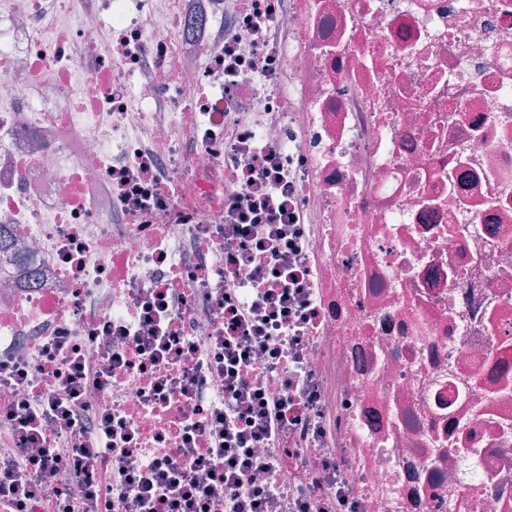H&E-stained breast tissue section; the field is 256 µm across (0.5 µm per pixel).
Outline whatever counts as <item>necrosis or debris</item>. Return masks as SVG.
Instances as JSON below:
<instances>
[{"label":"necrosis or debris","mask_w":512,"mask_h":512,"mask_svg":"<svg viewBox=\"0 0 512 512\" xmlns=\"http://www.w3.org/2000/svg\"><path fill=\"white\" fill-rule=\"evenodd\" d=\"M271 0H0V362L93 338L190 237L223 242L227 173L189 113L281 149L318 301L295 412L304 497L346 512H512V0H288L279 70L224 86L226 18ZM160 156L171 200L116 221L114 177ZM7 224H0V258L5 264L21 266L26 270L25 287L38 285V261L35 255L23 249L16 248Z\"/></svg>","instance_id":"necrosis-or-debris-1"}]
</instances>
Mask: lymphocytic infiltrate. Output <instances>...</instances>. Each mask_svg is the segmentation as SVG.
Masks as SVG:
<instances>
[{"instance_id":"lymphocytic-infiltrate-1","label":"lymphocytic infiltrate","mask_w":512,"mask_h":512,"mask_svg":"<svg viewBox=\"0 0 512 512\" xmlns=\"http://www.w3.org/2000/svg\"><path fill=\"white\" fill-rule=\"evenodd\" d=\"M237 28L250 36L251 54L226 47L224 82L233 86L252 79L254 57L270 66L277 52L273 12L244 13ZM249 150L252 165L234 173L237 189L224 199L233 248L223 252L197 237L176 264L224 286L209 353H199L178 322L193 289L170 283L136 293L137 315L117 324L133 344L104 361H89L83 346L56 336L38 338L35 367L0 365L20 392L0 420V442L18 449L16 459L0 463V512H216L222 504L228 512H312L289 487L281 460L257 452L273 444L308 448L307 432L288 430L286 395L308 377L301 344L312 333L316 301L295 261L305 249L291 207L295 177L277 148L256 139ZM153 169L144 153L118 183L135 210L161 201ZM244 266L253 279L239 278ZM135 372L149 378L140 411H113L108 388ZM207 373L222 387L202 399L194 386ZM273 377L285 396L269 394ZM158 409L174 446L147 457L140 444ZM49 477L60 489L47 499L40 489Z\"/></svg>"}]
</instances>
